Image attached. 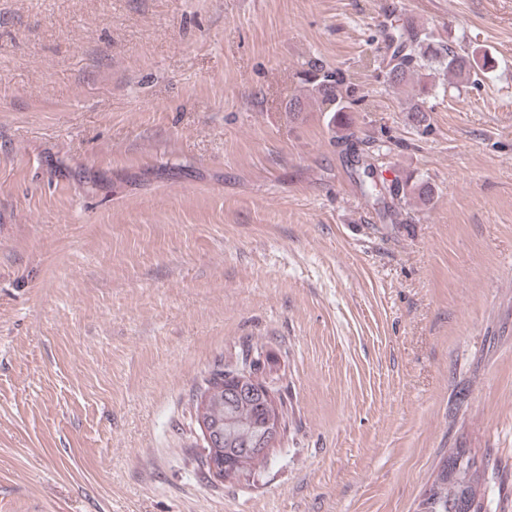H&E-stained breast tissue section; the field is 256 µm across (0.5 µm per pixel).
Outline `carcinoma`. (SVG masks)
Here are the masks:
<instances>
[{
    "instance_id": "obj_1",
    "label": "carcinoma",
    "mask_w": 512,
    "mask_h": 512,
    "mask_svg": "<svg viewBox=\"0 0 512 512\" xmlns=\"http://www.w3.org/2000/svg\"><path fill=\"white\" fill-rule=\"evenodd\" d=\"M389 41L392 53L385 72L386 82L393 87L410 85L418 98L429 93L427 69L434 63L447 69L448 75L466 79L471 78L472 70L478 64L483 70L495 68L493 57L485 55L479 63L475 58L436 41L431 31L420 30L409 23L394 30ZM306 81L312 85L317 100L326 106L328 124L335 129H346L350 123V106L344 79L334 72L315 70L308 74ZM387 193L427 201L432 198L433 189L426 182L416 183L408 178L392 181L383 191L377 190L371 180L366 183L365 194L368 196L382 197ZM228 373V369L210 372L199 391L209 393L211 416L223 431V459L237 462V471L246 476L267 459L265 455L245 452L254 447L264 410L254 402L240 403L229 399L232 381L227 379ZM493 478L494 467L490 466L489 458L478 459L464 448H451L448 456L438 464L433 479L422 489L417 512H488V490Z\"/></svg>"
}]
</instances>
